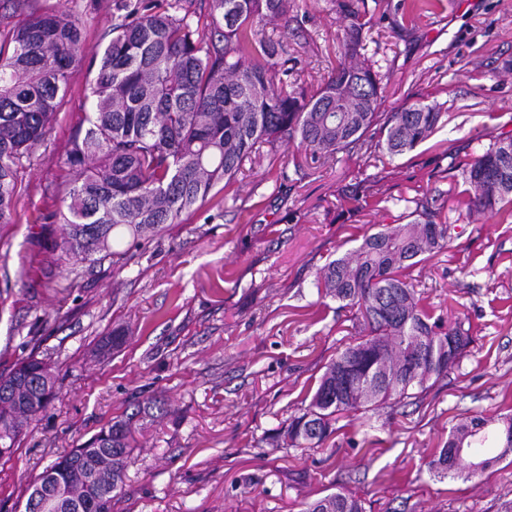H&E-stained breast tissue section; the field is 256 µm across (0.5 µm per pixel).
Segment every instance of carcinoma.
<instances>
[{"mask_svg": "<svg viewBox=\"0 0 512 512\" xmlns=\"http://www.w3.org/2000/svg\"><path fill=\"white\" fill-rule=\"evenodd\" d=\"M293 8L294 0H207L203 28L183 0H124L99 62L88 66L84 95L91 112L63 159L72 172L64 208L45 217L60 225L53 250L91 264L119 256L115 246L124 238L136 244L210 202L215 189L265 146L331 157L364 145L372 131L379 135L375 147L397 156L433 135L443 116L435 106L379 111L380 78L360 60L364 30L357 0H341L349 25L328 78L312 92L288 87L283 41L257 32L264 21L288 20ZM82 45L78 20L38 11L28 12L0 42V224L15 222L18 169L61 111L71 70L83 62ZM341 87L350 91L351 106L363 108L349 113L350 126L334 113ZM488 168L499 172L500 188L483 180ZM463 176L467 211L512 219L511 135L473 156ZM409 217L364 235L356 249L325 267V295L357 309L367 334L328 364L308 409L288 424L292 445L318 447L336 432V415L411 397L410 390L448 374L469 344L458 323L445 330L429 323L403 275L416 258L447 245L448 225L426 200ZM423 345L452 359L403 376V361ZM54 388L51 365L35 353L0 372V458L13 454ZM490 424L475 415L453 428L430 462L436 475L472 478L512 455V417L497 430ZM459 448L480 450L481 467L462 465ZM131 450L130 421L116 419L59 456L30 490L57 498L55 512H112ZM307 512L364 508L354 496L336 492Z\"/></svg>", "mask_w": 512, "mask_h": 512, "instance_id": "carcinoma-1", "label": "carcinoma"}]
</instances>
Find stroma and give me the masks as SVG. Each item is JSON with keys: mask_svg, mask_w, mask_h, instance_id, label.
<instances>
[{"mask_svg": "<svg viewBox=\"0 0 512 512\" xmlns=\"http://www.w3.org/2000/svg\"><path fill=\"white\" fill-rule=\"evenodd\" d=\"M119 0H30L67 11L93 56ZM339 0H295L282 38L316 89L347 22ZM365 60L394 112L435 104L444 124L405 154L351 152L312 163L281 146L245 163L198 212L96 264L54 261L64 152L83 125L87 70L20 172L14 223L0 224V370L50 359L57 393L0 459V512H23L33 479L112 418L132 416L134 450L112 512H306L346 492L365 512H503L512 456L476 478L429 463L461 419L512 416V223L448 199L461 165L512 135V0H365ZM426 200L447 245L406 275L433 322L472 341L447 376L415 397L341 415L316 448L282 433L307 409L326 366L365 334L355 310L321 292L323 267ZM123 344L98 355L116 331ZM160 399L166 411L137 416Z\"/></svg>", "mask_w": 512, "mask_h": 512, "instance_id": "stroma-1", "label": "stroma"}]
</instances>
